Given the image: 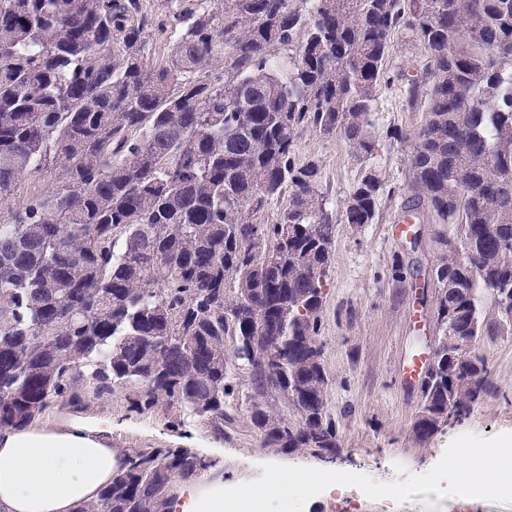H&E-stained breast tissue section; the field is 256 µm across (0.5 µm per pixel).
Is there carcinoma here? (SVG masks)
<instances>
[{
    "instance_id": "1",
    "label": "carcinoma",
    "mask_w": 512,
    "mask_h": 512,
    "mask_svg": "<svg viewBox=\"0 0 512 512\" xmlns=\"http://www.w3.org/2000/svg\"><path fill=\"white\" fill-rule=\"evenodd\" d=\"M397 31L427 54V84L401 74L426 119L385 139L413 140L410 208L456 225L444 245L464 255L434 268L416 440L491 392L470 345L512 329L481 313L486 293L512 310V0H0L1 433L122 388L222 438L244 366L262 447H336L318 340L336 211L295 146L312 130L373 156ZM36 172L48 188L13 203ZM382 190L365 165L344 223H373ZM272 392L297 422L257 402ZM212 466L129 448L76 512H166L171 479Z\"/></svg>"
}]
</instances>
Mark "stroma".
Returning a JSON list of instances; mask_svg holds the SVG:
<instances>
[{
	"label": "stroma",
	"instance_id": "35a3bbf8",
	"mask_svg": "<svg viewBox=\"0 0 512 512\" xmlns=\"http://www.w3.org/2000/svg\"><path fill=\"white\" fill-rule=\"evenodd\" d=\"M426 56L405 33L393 34L385 67L389 80L378 92L376 134L387 127L417 130L425 120L424 105H409L400 71L422 74ZM411 143L381 142L374 160L383 183L379 219L360 227L337 223L331 266L324 285L319 340L328 376V412L336 424L335 453L308 448L268 451L250 421L248 372L235 370L239 392L233 402L235 422L224 437L155 410L129 411L124 390L111 400L90 399L78 410L57 408L46 421H61L71 413L90 419L111 418L116 448H184L218 462L224 481L238 485L261 476V464L278 463L366 474L379 482L396 479V464L414 474L430 470L456 436L474 433L490 437L512 431V334L484 336L472 344L484 358L494 387L461 423L444 427L426 443H418L413 426L421 408L418 383L403 369L419 352L433 355L438 330L433 312L437 289L431 280L445 238H456L452 224H434L426 215L414 218L415 236L394 235L392 226L405 214L408 202V158ZM298 160L316 161L323 192L334 209H342L360 176L364 159L349 144L307 131L297 140ZM304 512H512V505L481 499L417 494L399 503L373 500L355 489L330 488L311 498Z\"/></svg>",
	"mask_w": 512,
	"mask_h": 512
}]
</instances>
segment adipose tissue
Returning <instances> with one entry per match:
<instances>
[{"instance_id": "obj_1", "label": "adipose tissue", "mask_w": 512, "mask_h": 512, "mask_svg": "<svg viewBox=\"0 0 512 512\" xmlns=\"http://www.w3.org/2000/svg\"><path fill=\"white\" fill-rule=\"evenodd\" d=\"M126 451L112 445V422L31 425L0 434V512H76L96 501ZM168 512H224V478L208 472L175 483Z\"/></svg>"}]
</instances>
